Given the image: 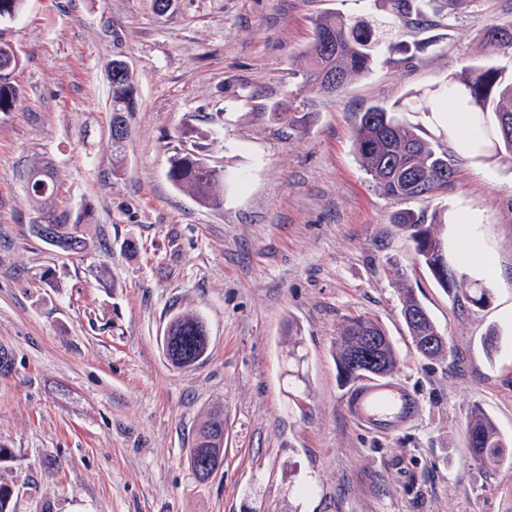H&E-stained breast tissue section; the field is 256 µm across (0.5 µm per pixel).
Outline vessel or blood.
Listing matches in <instances>:
<instances>
[{
  "mask_svg": "<svg viewBox=\"0 0 512 512\" xmlns=\"http://www.w3.org/2000/svg\"><path fill=\"white\" fill-rule=\"evenodd\" d=\"M347 413L371 430L390 433L415 420L421 411L416 395L389 380L367 382L351 390L344 400Z\"/></svg>",
  "mask_w": 512,
  "mask_h": 512,
  "instance_id": "1",
  "label": "vessel or blood"
}]
</instances>
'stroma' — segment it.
I'll return each mask as SVG.
<instances>
[{
    "label": "stroma",
    "instance_id": "obj_1",
    "mask_svg": "<svg viewBox=\"0 0 512 512\" xmlns=\"http://www.w3.org/2000/svg\"><path fill=\"white\" fill-rule=\"evenodd\" d=\"M383 0H183L163 22L141 0H26L0 23L19 52L21 101L0 112V478L15 512H512V468L469 454L481 409L512 441V165L467 159L448 190L414 210L435 222L460 281L441 288L394 227L403 201L360 167L363 112L429 93L479 58L478 29L512 20V0H472L440 25L401 26L424 46L378 63L333 98L305 94V130L273 108L316 15H383ZM139 85L124 173L112 175L105 64ZM211 135L224 204L175 189L168 158L186 129ZM59 173L63 207L97 221L78 256L38 240L25 192L34 161ZM477 216L494 271L466 268L459 216ZM137 245L129 251L127 242ZM53 282H44V271ZM427 307L448 350L419 357L399 283ZM489 292L469 299L472 283ZM191 309L207 323L203 361L177 369L160 338ZM377 319L402 362L395 380L419 418L391 434L356 425L332 342L346 317ZM502 337L486 355L490 329ZM301 362L288 378L289 335ZM224 411V466L197 480L196 424Z\"/></svg>",
    "mask_w": 512,
    "mask_h": 512
}]
</instances>
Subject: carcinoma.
Here are the masks:
<instances>
[{
    "mask_svg": "<svg viewBox=\"0 0 512 512\" xmlns=\"http://www.w3.org/2000/svg\"><path fill=\"white\" fill-rule=\"evenodd\" d=\"M156 18H170L180 11L182 0H143ZM386 15L376 18L327 12L312 21L310 37L295 70L300 85L316 94H336L373 70L381 46L388 45L397 53V63L410 62L415 53L423 50L418 43L409 45L390 41L397 24L423 27L439 23L443 12L468 5L471 0H385ZM24 0H0V22L15 19ZM483 54L481 59L463 67L456 77L448 78L443 89H436L428 100L419 97L398 108L373 105L359 118L353 137L354 154L362 167L383 194L409 201H425L448 189L463 160L459 152L445 150L422 137L417 129L404 120L402 112H441L453 103L462 112L478 114L482 140L479 153L487 154L503 163H512V77L505 78L489 59L505 50H512V22L491 24L478 32ZM21 57L14 48L0 42V112L17 108L21 98L15 80ZM109 148L112 152V176L124 171L126 153L131 135L120 133L130 129L132 112L137 110L138 87L129 66H117L110 83ZM298 96L288 99V106L275 113L277 119L289 126L305 130L315 120V113L304 109ZM205 136L198 133L189 147H177L169 158L167 177L172 185L208 208H219L224 203V169L212 165L204 152ZM30 174L36 182L27 185L28 197L36 218L55 228L54 235L61 240L76 242L79 250L86 247V226L94 223V211L84 205L76 211L60 209L58 204V176L52 165L37 161ZM392 224L408 234L414 244L416 259L424 264L441 287L450 291L459 286L454 275H447L438 265L444 256L443 243L431 224L425 223L424 213L405 210L394 215ZM401 315L415 352L424 336H438L440 331L413 289L404 286L400 291ZM422 316L417 325L407 320V314ZM340 337L333 342L332 355L337 377L344 385L361 380V372L349 367L350 340L367 331L386 335L382 325L367 316L347 318L340 328ZM170 338L171 354L168 360L176 368L193 365L196 358L206 353L209 334L203 318L194 311H183L174 316L164 331ZM382 361L380 377L395 373L400 358L392 341H387L378 352ZM224 420L221 409L211 410L199 424L188 462L201 480L209 477L217 466L211 454L215 427ZM472 458L483 464L498 466L512 462L502 452L509 442L499 433L495 423L481 410H475L466 426Z\"/></svg>",
    "mask_w": 512,
    "mask_h": 512,
    "instance_id": "carcinoma-1",
    "label": "carcinoma"
}]
</instances>
